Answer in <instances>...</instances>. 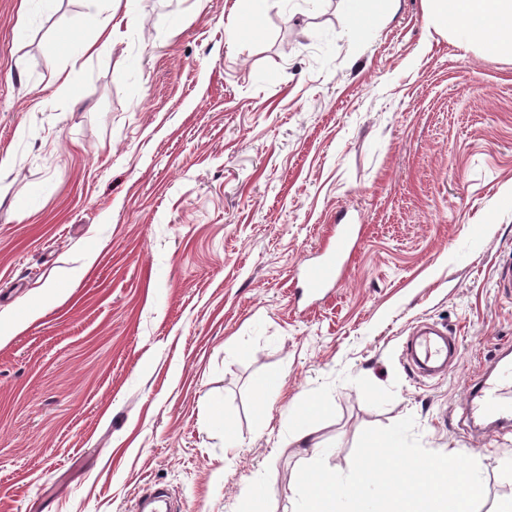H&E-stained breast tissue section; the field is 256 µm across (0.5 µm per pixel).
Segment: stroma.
Segmentation results:
<instances>
[{"label": "stroma", "instance_id": "stroma-1", "mask_svg": "<svg viewBox=\"0 0 512 512\" xmlns=\"http://www.w3.org/2000/svg\"><path fill=\"white\" fill-rule=\"evenodd\" d=\"M237 2L127 0L88 59L106 0H0V512H138L158 486L294 512L300 466L347 472L407 416L512 512V425L464 408L512 346V47L436 33L424 0L368 27V0ZM340 223L360 244L309 304L297 266ZM422 321L461 339L445 376L404 357ZM109 3L108 14L102 20L99 28L98 35L94 41L87 42L83 45L82 55L83 56H93L98 53L100 49L105 46L107 42H109L112 37H114L116 31L120 28L123 21H127L125 16H122L120 19L116 20V8H114L115 3H121L122 0H107ZM101 40V43L99 41Z\"/></svg>", "mask_w": 512, "mask_h": 512}]
</instances>
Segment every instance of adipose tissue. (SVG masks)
<instances>
[{
    "label": "adipose tissue",
    "instance_id": "1",
    "mask_svg": "<svg viewBox=\"0 0 512 512\" xmlns=\"http://www.w3.org/2000/svg\"><path fill=\"white\" fill-rule=\"evenodd\" d=\"M430 24L478 41L489 54L512 41V0H425Z\"/></svg>",
    "mask_w": 512,
    "mask_h": 512
}]
</instances>
